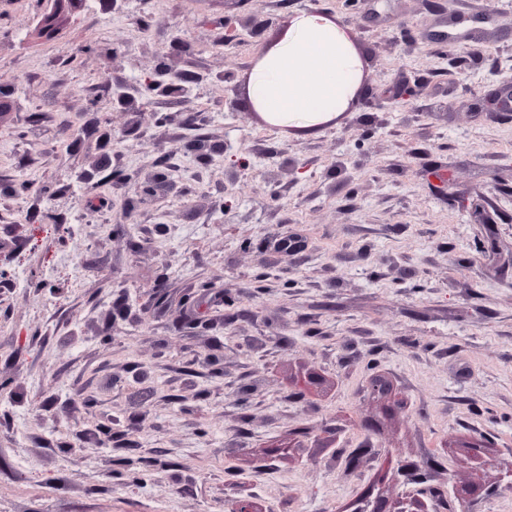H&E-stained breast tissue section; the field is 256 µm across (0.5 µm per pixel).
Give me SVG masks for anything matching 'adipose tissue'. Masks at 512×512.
<instances>
[{"instance_id": "1", "label": "adipose tissue", "mask_w": 512, "mask_h": 512, "mask_svg": "<svg viewBox=\"0 0 512 512\" xmlns=\"http://www.w3.org/2000/svg\"><path fill=\"white\" fill-rule=\"evenodd\" d=\"M357 64L346 32L310 12L256 66L251 99L272 122L310 126L346 106Z\"/></svg>"}]
</instances>
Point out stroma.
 I'll return each mask as SVG.
<instances>
[{
	"label": "stroma",
	"mask_w": 512,
	"mask_h": 512,
	"mask_svg": "<svg viewBox=\"0 0 512 512\" xmlns=\"http://www.w3.org/2000/svg\"><path fill=\"white\" fill-rule=\"evenodd\" d=\"M311 9L357 36L363 100L277 132L241 82ZM227 16L256 25L226 44ZM43 19L0 0V512H354L380 474L408 491L401 462L504 512L512 0H77L51 38ZM164 64L204 87L113 104ZM155 167L171 183L145 200L113 176Z\"/></svg>",
	"instance_id": "obj_1"
}]
</instances>
